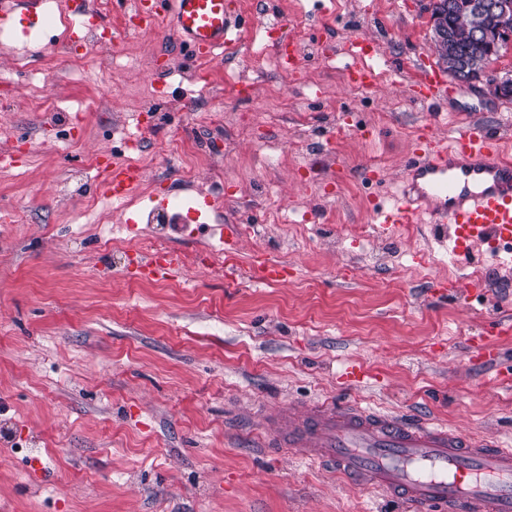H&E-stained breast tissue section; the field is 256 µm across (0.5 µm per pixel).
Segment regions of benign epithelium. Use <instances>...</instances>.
<instances>
[{
    "label": "benign epithelium",
    "mask_w": 512,
    "mask_h": 512,
    "mask_svg": "<svg viewBox=\"0 0 512 512\" xmlns=\"http://www.w3.org/2000/svg\"><path fill=\"white\" fill-rule=\"evenodd\" d=\"M458 6L464 12L473 13V24L464 42L458 41L448 27V11ZM489 14L497 17V27L482 23ZM430 23L442 63L451 68L459 83L471 85L476 82L474 63L482 56L492 61L495 47L512 40V0H467L461 5L454 0H445L439 10L430 13ZM486 86L498 97H512V77H497L486 82Z\"/></svg>",
    "instance_id": "7a95c632"
}]
</instances>
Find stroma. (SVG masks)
Listing matches in <instances>:
<instances>
[{
	"label": "stroma",
	"instance_id": "35a3bbf8",
	"mask_svg": "<svg viewBox=\"0 0 512 512\" xmlns=\"http://www.w3.org/2000/svg\"><path fill=\"white\" fill-rule=\"evenodd\" d=\"M264 2L282 20L276 38L288 39L296 13L306 41L325 53L285 80L274 68L251 75L255 96L240 102L229 85L260 50L251 32L264 17L252 0H229L241 38L208 63L202 95L225 122L201 134L175 76L199 63L168 27L155 40L124 32L120 48L142 72L120 90L105 68L110 48H95L77 80L64 47L31 43V69L48 75L38 94L67 105L48 126L22 79L0 81V145L11 141L28 154L0 168V211L25 217L0 222V512H406L380 492L264 447L274 410L327 398L512 440V339L497 344L489 368L466 349L491 322L512 321V281L492 264L488 292L443 298L434 288L447 283L448 268L435 257L445 246L433 225L388 237L419 264L396 284L390 269L366 266L355 237L396 187L417 133L449 139L478 122L512 149V99L478 82L459 86L443 115L415 103L422 73L414 56L435 52L428 0ZM358 37L376 50L381 80L373 89L347 84L339 52ZM158 69L169 72L167 97L151 104L146 87ZM296 89L310 101L308 116L291 111L266 127L267 104ZM147 106L160 117L157 138L182 134L209 156L185 200L218 169L237 196L273 182L276 206L333 212L342 241L332 247L270 224L239 239L229 278L223 256L200 260L209 242L200 229L137 224L118 206L116 241L100 244L91 224L73 235L62 183L82 170L81 192L97 194L89 163L124 151L107 119ZM339 119L331 154L254 163L263 139ZM72 124L79 135L64 142ZM156 233L181 255L164 281L138 274L135 264L138 239ZM261 258L286 265L287 281H254ZM352 363L367 373L357 385L342 377Z\"/></svg>",
	"mask_w": 512,
	"mask_h": 512
}]
</instances>
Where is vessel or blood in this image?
I'll list each match as a JSON object with an SVG mask.
<instances>
[{
	"mask_svg": "<svg viewBox=\"0 0 512 512\" xmlns=\"http://www.w3.org/2000/svg\"><path fill=\"white\" fill-rule=\"evenodd\" d=\"M227 0H136L146 22L168 14L172 31L193 56L205 59L238 38ZM351 84L376 86L369 40L355 38L343 49ZM415 66L425 75L415 101L441 107L450 97L448 78L426 54ZM139 171L111 163L107 184L114 192L137 188ZM374 218L383 233L399 224L439 225L455 256L470 258L474 246L497 247V265L512 264V162L502 158L499 139L480 123L451 140L422 136L404 163L399 183ZM179 264L176 252L141 261L143 273L166 277ZM265 442L271 448L315 459L363 489L402 501L411 512H512V443L487 441L457 431L414 424L351 402L318 401L278 409Z\"/></svg>",
	"mask_w": 512,
	"mask_h": 512,
	"instance_id": "vessel-or-blood-1",
	"label": "vessel or blood"
}]
</instances>
